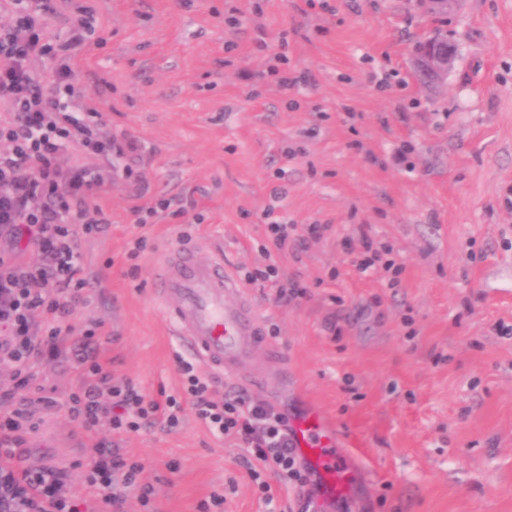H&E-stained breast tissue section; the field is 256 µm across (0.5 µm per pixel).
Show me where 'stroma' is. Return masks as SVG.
Instances as JSON below:
<instances>
[{
	"mask_svg": "<svg viewBox=\"0 0 512 512\" xmlns=\"http://www.w3.org/2000/svg\"><path fill=\"white\" fill-rule=\"evenodd\" d=\"M51 33L93 7L104 25L77 65L85 111L135 141L140 188L119 179L94 203L108 219L80 247L90 286L68 317L69 351L38 364L22 467H55L87 494L92 438L143 464L157 512H273L254 495L253 457L213 434L192 400L176 429L89 433L65 406L82 379L71 352L103 321L97 352L145 395L178 394L177 358L152 278L197 246L243 280L286 369L256 393H219L296 417L322 414L355 493L333 512H512V0H50ZM237 24H229L228 14ZM455 49L443 86L422 84L416 48ZM287 56L305 80L266 74ZM328 230L281 277L306 297L249 283L269 221ZM369 231L403 272H361L344 240ZM147 248L129 256L132 241Z\"/></svg>",
	"mask_w": 512,
	"mask_h": 512,
	"instance_id": "35a3bbf8",
	"label": "stroma"
}]
</instances>
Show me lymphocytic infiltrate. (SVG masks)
<instances>
[{
	"label": "lymphocytic infiltrate",
	"instance_id": "1",
	"mask_svg": "<svg viewBox=\"0 0 512 512\" xmlns=\"http://www.w3.org/2000/svg\"><path fill=\"white\" fill-rule=\"evenodd\" d=\"M33 2L0 0V10L14 18L9 31L0 34V106L10 111L0 117V366L10 368L16 392L30 389L35 363L50 362L64 350L65 321L86 286L78 276V240L104 223V216L93 215L90 200L112 181L98 172L97 161L116 150L128 154L136 149L133 141L116 143L102 125L86 124L75 115L83 92L74 61L91 22L75 17L66 36L50 34ZM46 61L57 64L50 80L38 68ZM72 145L80 148L83 161L63 166L61 158ZM31 248L39 252L40 263H27ZM99 333V323L90 322L76 352L85 381L68 397L72 420L87 430L104 422L112 432L128 434L162 415L177 427L182 408L175 397L149 399L131 382L113 379L92 347ZM178 369L199 418L251 448L256 463L249 476L264 503H272L274 496L262 470L310 485L311 470L290 446L286 413L262 401L212 393L209 378L195 363L180 361ZM86 454L93 462L89 481L95 494L90 498L72 491L55 469L29 470L34 489L53 502L56 512H106L134 490L143 507H150L152 489L141 482L139 462L100 440Z\"/></svg>",
	"mask_w": 512,
	"mask_h": 512
}]
</instances>
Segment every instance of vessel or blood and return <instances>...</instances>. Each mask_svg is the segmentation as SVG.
I'll return each instance as SVG.
<instances>
[{
    "label": "vessel or blood",
    "mask_w": 512,
    "mask_h": 512,
    "mask_svg": "<svg viewBox=\"0 0 512 512\" xmlns=\"http://www.w3.org/2000/svg\"><path fill=\"white\" fill-rule=\"evenodd\" d=\"M154 288L167 306L174 335L207 368L248 386L262 383L255 364L263 328L255 306L220 258L198 250L169 252L157 267ZM291 445L317 477L320 499L333 503L351 492V480L336 457V435L314 411L294 418Z\"/></svg>",
    "instance_id": "obj_1"
}]
</instances>
